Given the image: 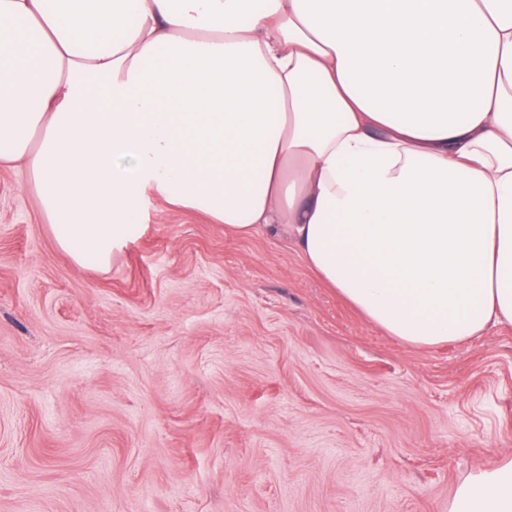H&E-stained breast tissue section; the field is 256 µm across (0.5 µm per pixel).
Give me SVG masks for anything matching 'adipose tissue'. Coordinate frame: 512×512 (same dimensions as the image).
Returning <instances> with one entry per match:
<instances>
[{"label": "adipose tissue", "mask_w": 512, "mask_h": 512, "mask_svg": "<svg viewBox=\"0 0 512 512\" xmlns=\"http://www.w3.org/2000/svg\"><path fill=\"white\" fill-rule=\"evenodd\" d=\"M19 161L77 262L172 199L410 346L512 325V0H0ZM448 512H512V459Z\"/></svg>", "instance_id": "obj_1"}]
</instances>
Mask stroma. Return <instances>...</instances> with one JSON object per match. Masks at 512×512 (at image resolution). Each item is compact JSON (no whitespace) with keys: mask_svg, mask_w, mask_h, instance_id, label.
Listing matches in <instances>:
<instances>
[{"mask_svg":"<svg viewBox=\"0 0 512 512\" xmlns=\"http://www.w3.org/2000/svg\"><path fill=\"white\" fill-rule=\"evenodd\" d=\"M509 456L512 325L410 347L162 201L79 265L0 166V512H448Z\"/></svg>","mask_w":512,"mask_h":512,"instance_id":"obj_1","label":"stroma"}]
</instances>
